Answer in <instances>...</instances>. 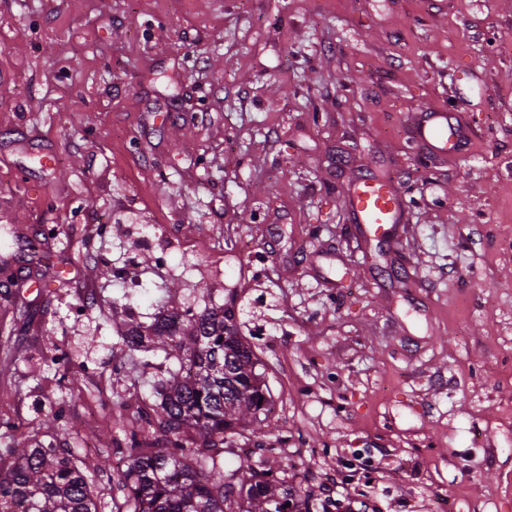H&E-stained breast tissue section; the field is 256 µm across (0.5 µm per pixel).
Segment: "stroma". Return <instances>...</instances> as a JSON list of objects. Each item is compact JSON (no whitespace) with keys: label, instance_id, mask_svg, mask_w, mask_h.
I'll return each mask as SVG.
<instances>
[{"label":"stroma","instance_id":"1","mask_svg":"<svg viewBox=\"0 0 512 512\" xmlns=\"http://www.w3.org/2000/svg\"><path fill=\"white\" fill-rule=\"evenodd\" d=\"M424 107L464 154L413 139ZM370 177L407 207L378 236L344 193ZM3 266L0 417L64 406L87 467L178 366L112 353L175 280L233 304L273 405L252 462L317 512L339 473L371 512H512V0H0Z\"/></svg>","mask_w":512,"mask_h":512}]
</instances>
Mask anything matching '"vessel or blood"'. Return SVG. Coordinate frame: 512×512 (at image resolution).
I'll return each mask as SVG.
<instances>
[{
    "mask_svg": "<svg viewBox=\"0 0 512 512\" xmlns=\"http://www.w3.org/2000/svg\"><path fill=\"white\" fill-rule=\"evenodd\" d=\"M418 136L434 149L455 151L462 135L444 111H425L417 125ZM352 219L365 232L381 233L386 225L400 223L403 217V192L397 184L371 178L359 180L346 191Z\"/></svg>",
    "mask_w": 512,
    "mask_h": 512,
    "instance_id": "obj_1",
    "label": "vessel or blood"
}]
</instances>
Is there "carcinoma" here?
Wrapping results in <instances>:
<instances>
[{"label": "carcinoma", "instance_id": "carcinoma-1", "mask_svg": "<svg viewBox=\"0 0 512 512\" xmlns=\"http://www.w3.org/2000/svg\"><path fill=\"white\" fill-rule=\"evenodd\" d=\"M154 321L133 324L120 337L122 351L158 348L179 369L155 382L160 401L141 409L138 426L123 419L117 448L125 451L123 497L106 501L95 490L97 472L70 448L37 442L19 453L0 448V512H311L308 494L288 486L286 475L240 459L224 467V446L259 438L268 413L269 390L259 360L238 334L235 311L212 307L193 312L174 294L160 303ZM185 313L177 326L164 313ZM251 424L249 434L243 429ZM44 435L61 429L79 439L65 410L53 407L41 423Z\"/></svg>", "mask_w": 512, "mask_h": 512}]
</instances>
